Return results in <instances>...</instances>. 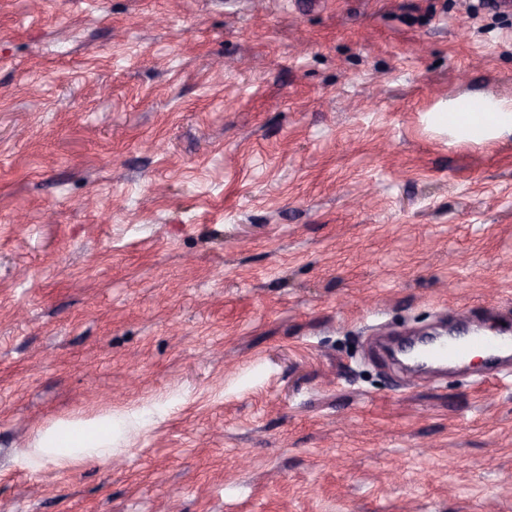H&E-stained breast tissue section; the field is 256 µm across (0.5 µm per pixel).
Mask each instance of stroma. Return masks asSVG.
I'll use <instances>...</instances> for the list:
<instances>
[{"label": "stroma", "instance_id": "35a3bbf8", "mask_svg": "<svg viewBox=\"0 0 512 512\" xmlns=\"http://www.w3.org/2000/svg\"><path fill=\"white\" fill-rule=\"evenodd\" d=\"M490 2L0 0V512H512V377L385 353L512 329ZM469 100H459L448 112V104L428 112V122L448 130L456 141L482 142L498 138L504 133L512 135V104L488 99L483 103L471 101L465 112H457ZM454 111V112H453ZM433 336H453V331L446 327L445 334L442 333H434L429 335H422V337L418 338L415 341L409 342L408 344L398 345V353L400 355L407 356L412 364L410 365L414 370L418 372L427 371L429 369L428 366V356L427 349H419V346H424L425 343L428 342L429 339H432ZM112 414L85 421H61L40 434L39 459H29L36 469L42 461L59 467L75 462H92L112 453Z\"/></svg>", "mask_w": 512, "mask_h": 512}]
</instances>
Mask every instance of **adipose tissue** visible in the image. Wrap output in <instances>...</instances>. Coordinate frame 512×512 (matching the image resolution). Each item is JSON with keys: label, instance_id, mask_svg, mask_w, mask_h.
Returning a JSON list of instances; mask_svg holds the SVG:
<instances>
[{"label": "adipose tissue", "instance_id": "obj_1", "mask_svg": "<svg viewBox=\"0 0 512 512\" xmlns=\"http://www.w3.org/2000/svg\"><path fill=\"white\" fill-rule=\"evenodd\" d=\"M482 112L448 111L447 107L428 113L429 123L448 130L455 140L482 142L512 134V104L486 100ZM112 451V417L104 415L85 421H61L40 434L38 455L32 468L48 461L64 467L76 462L103 459Z\"/></svg>", "mask_w": 512, "mask_h": 512}]
</instances>
